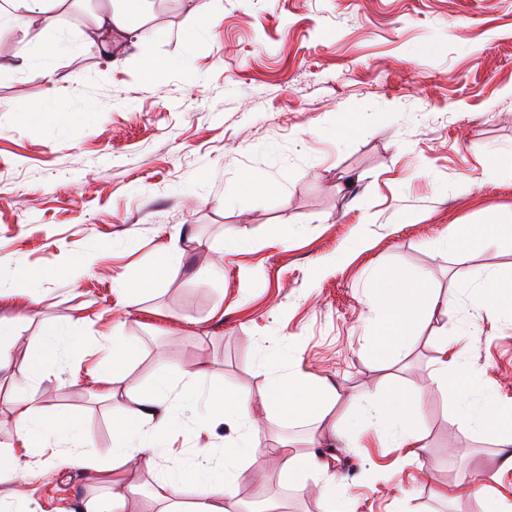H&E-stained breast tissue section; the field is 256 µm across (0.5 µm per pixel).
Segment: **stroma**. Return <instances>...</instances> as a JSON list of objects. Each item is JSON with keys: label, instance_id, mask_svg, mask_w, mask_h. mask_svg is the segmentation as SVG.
I'll return each instance as SVG.
<instances>
[{"label": "stroma", "instance_id": "1", "mask_svg": "<svg viewBox=\"0 0 512 512\" xmlns=\"http://www.w3.org/2000/svg\"><path fill=\"white\" fill-rule=\"evenodd\" d=\"M106 3L78 0L0 37V64L16 69L0 82V318L25 336L59 323L140 350L112 401L84 362L42 378L31 393L43 415L79 420L106 458L114 406L134 405L128 388L201 363L204 389L256 396L292 340L301 368L343 394L324 420L253 430L256 445L282 437L324 455L349 512H483L482 496L452 488L496 470L498 449L426 379L445 335L466 333L470 400L512 405V315L473 305L512 275V238L496 235L512 217V0H220L212 23L172 0L142 48L111 57L85 44ZM144 49L167 61L158 77L144 75ZM348 115L357 129L343 137ZM244 171L271 191L243 192ZM464 225L492 238L471 253V285L438 243ZM165 248L175 251L166 280L120 301L116 285ZM17 269L55 276L20 283ZM400 271L440 305L385 369L371 357L377 287ZM17 287L36 309L16 304ZM26 355L15 349L0 369L5 450L18 445ZM394 389L424 392L419 459L372 434L355 447L343 439L358 395ZM197 412L180 407L171 437L188 458L234 434L220 423L195 437ZM235 490L320 512L314 485L289 483L261 457ZM111 494L62 470L24 496L30 512H71Z\"/></svg>", "mask_w": 512, "mask_h": 512}]
</instances>
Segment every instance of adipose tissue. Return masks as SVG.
Masks as SVG:
<instances>
[{"label":"adipose tissue","instance_id":"ef3b65f1","mask_svg":"<svg viewBox=\"0 0 512 512\" xmlns=\"http://www.w3.org/2000/svg\"><path fill=\"white\" fill-rule=\"evenodd\" d=\"M63 0H0V35L28 33L54 6ZM147 0H112L109 11L96 14L93 26L96 37L92 44L108 48L113 35H125L131 45H138L135 21L145 13ZM416 275L392 274L387 285L380 289L378 328L372 340L375 359L398 357L414 340L419 320L435 307ZM81 337L71 334L61 325L50 323L41 331L38 348L29 350L23 382L14 398V424L21 443L20 450L0 452V467L11 472L15 479L39 478V471L25 461L27 448H47L51 451L54 468L70 470L87 480L112 484V498L80 500L77 512H122L127 490L128 467L142 466L154 474L153 495L165 503L164 512H179L180 498L185 492L196 497L194 512H244L235 492V479L246 458L256 456L249 442V432L257 427L254 401H261L269 427H279L284 421L314 416L325 419L340 394L336 386L314 374L294 370L273 371L259 399L242 391L214 390L205 398L206 417L196 420L200 433L212 430L215 424L230 422L236 434L211 455L182 462L171 458L167 446L169 434L177 427L176 410L180 403L200 398L198 383L200 369L185 368L179 381L159 374L148 388L134 391L135 408H118L112 423V457L103 459L89 449L77 421L70 417L46 418L30 389L47 373L58 369L72 357L85 353ZM99 356L93 367L102 383L105 397H112V382L137 357V344L121 336L104 338L96 343ZM465 348L458 342L444 345L429 380L437 389H450L451 398L462 409L472 410V422L478 430L492 433L501 457L500 472L512 471V411H503L496 403L487 402L471 409L464 387L449 388V375H460ZM420 392L391 391L379 401L365 405V419L378 432L395 431L400 447L418 458L424 449L423 439L412 428L418 411ZM265 456L282 465L289 482L304 484L309 478H323L320 492L322 512H336V481L329 473L326 459L316 454L296 453L289 440H278L276 446L265 449Z\"/></svg>","mask_w":512,"mask_h":512}]
</instances>
